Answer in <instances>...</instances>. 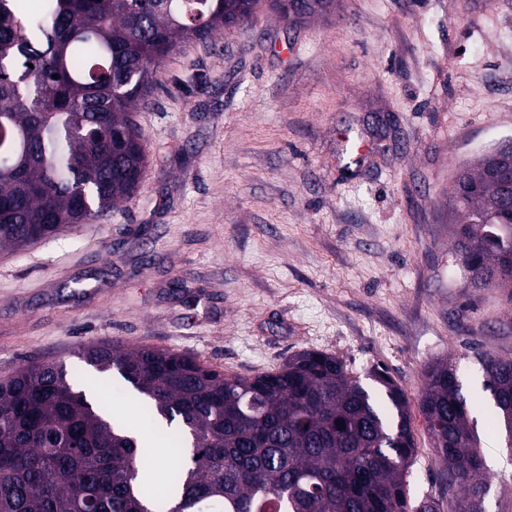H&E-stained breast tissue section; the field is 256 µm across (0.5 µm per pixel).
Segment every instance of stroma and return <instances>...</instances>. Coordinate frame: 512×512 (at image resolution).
I'll return each instance as SVG.
<instances>
[{
    "label": "stroma",
    "instance_id": "35a3bbf8",
    "mask_svg": "<svg viewBox=\"0 0 512 512\" xmlns=\"http://www.w3.org/2000/svg\"><path fill=\"white\" fill-rule=\"evenodd\" d=\"M133 119L140 191L102 221L0 250V381L108 341L192 355L227 376L302 350L384 368L411 411L415 498L447 497L418 402L453 362L488 465L485 512H512V453L482 358H512V290L468 287L453 175L512 139V0H337L290 28L270 11L169 54ZM359 136V160L342 152ZM136 436L138 400L88 392Z\"/></svg>",
    "mask_w": 512,
    "mask_h": 512
}]
</instances>
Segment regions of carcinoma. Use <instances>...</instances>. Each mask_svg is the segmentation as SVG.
Masks as SVG:
<instances>
[{
  "label": "carcinoma",
  "mask_w": 512,
  "mask_h": 512,
  "mask_svg": "<svg viewBox=\"0 0 512 512\" xmlns=\"http://www.w3.org/2000/svg\"><path fill=\"white\" fill-rule=\"evenodd\" d=\"M0 0V247L103 220L142 185L147 157L131 112L180 45L211 40L267 5L292 26L336 0H39L27 17ZM58 78H52V75ZM448 196L467 283L512 278V190L481 162ZM159 424L147 448L76 391L56 363L0 382V512H441L411 499L409 404L384 369L370 391L336 356L303 351L273 373L226 377L194 357L87 345ZM485 387L512 414V359L486 356ZM420 409L445 464L451 512H483L488 492L467 398L446 361L429 365ZM344 422L338 429L337 422ZM180 452L164 493L150 474Z\"/></svg>",
  "instance_id": "cac0c4a2"
}]
</instances>
